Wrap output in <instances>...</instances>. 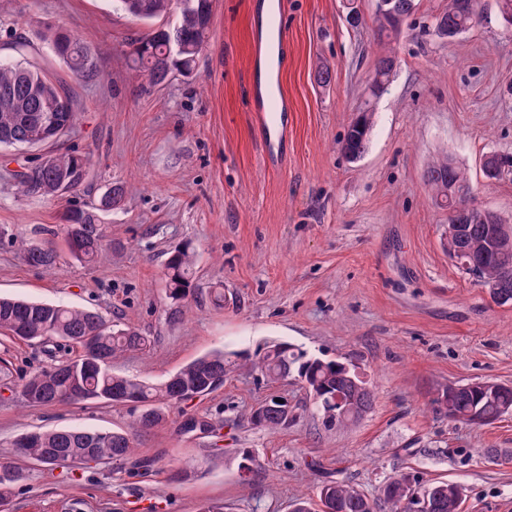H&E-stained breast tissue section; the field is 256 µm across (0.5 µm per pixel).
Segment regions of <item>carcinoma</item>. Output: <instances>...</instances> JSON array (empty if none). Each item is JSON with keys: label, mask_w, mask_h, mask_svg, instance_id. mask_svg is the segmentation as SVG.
I'll return each instance as SVG.
<instances>
[{"label": "carcinoma", "mask_w": 512, "mask_h": 512, "mask_svg": "<svg viewBox=\"0 0 512 512\" xmlns=\"http://www.w3.org/2000/svg\"><path fill=\"white\" fill-rule=\"evenodd\" d=\"M121 9L141 22L149 23L174 15L175 22L152 26L131 43L129 59L152 85H160L174 75L196 76V63L208 45L211 0H116ZM438 17L437 30L453 38L476 20L478 0H457ZM398 30L378 27V38H387V47L378 53L372 79L385 82L396 57L392 47ZM44 39L54 55L79 81L99 77L98 62L90 48L62 26H48ZM18 58L0 60V147L37 150L74 130L79 112L72 88L54 72L42 66L25 40L16 41ZM363 129L350 135L352 149L365 152L372 127V113L360 112ZM54 163L44 156L24 166L25 173H14L15 187L24 196L59 199L75 192L86 180L90 159L73 153H51ZM427 182L435 203L451 208L459 199L451 186L465 189L466 176L450 161L435 163L427 172ZM124 191L112 187L99 202L72 205L63 213L64 241L69 255L79 263L93 262L107 245L103 215L120 206ZM460 218L455 246L475 261L473 273L480 281L505 280L512 284V255L503 260L502 240H512V225L493 222L472 201ZM25 261L35 267L53 270L60 253L52 242L32 238L23 249ZM195 251L185 245L169 256L166 263V291L175 301L185 299L194 288ZM0 336L29 343L46 344L54 339L68 342L72 355L52 362L28 378L18 397L30 407H49L88 400L108 404L134 403L140 407L132 429H151L165 419L166 408L201 397L224 383L232 367L224 351H214L194 360L159 382H147L112 372V359L126 352L145 351L147 337L133 327L117 328L101 313L64 303H49L0 296ZM250 368L269 382L295 376L304 383L325 423L347 426L370 409L373 392L353 369L339 361H325L287 342H269L258 348ZM437 410L451 421L489 425L512 414V387L494 381L450 384L435 399ZM286 403L271 398L251 413L252 423L274 431L288 424ZM33 442L25 457L41 466L69 470L128 460L134 454L132 434L81 428L34 430ZM408 475L397 474L379 489L377 497H367L345 481H331L320 487V512H413L415 502L428 500L426 512H460L464 487L454 482L425 485ZM26 480L18 467L0 465V501L13 487Z\"/></svg>", "instance_id": "carcinoma-1"}]
</instances>
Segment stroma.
<instances>
[{"mask_svg": "<svg viewBox=\"0 0 512 512\" xmlns=\"http://www.w3.org/2000/svg\"><path fill=\"white\" fill-rule=\"evenodd\" d=\"M263 0H213L211 34L197 75L150 86L126 56L143 26L112 0H0V57L22 37L62 71L40 34L72 29L99 59L100 77L76 81L77 132L55 148L92 156L70 202L97 201L109 184L122 205L104 216L112 242L89 265L62 257L51 272L26 263L21 241L59 227L66 203L21 197L0 148V294L101 312L152 340L149 352L112 362L115 373L158 381L220 349L235 369L188 402L219 434L184 432L179 408L135 438L134 458L79 471L33 464L10 442L29 430L123 431L134 409L99 401L35 408L11 397L64 346L0 341V463L29 469L0 512H291L323 483L344 480L369 497L393 475L464 485L462 512H512V416L477 426L434 404L448 384L512 385V306L448 256V212L426 176L441 156L460 167L473 202L512 218V175L482 171L491 153L512 152V25L499 0H480L477 21L453 40L435 19L448 0H414L394 43L386 90L368 88L375 58V0H357L363 21L346 22L343 0H285L278 78L288 102L283 136L267 162L254 123L253 32ZM328 69L327 82L318 72ZM373 129L356 161L340 142L358 109ZM196 251L195 288L167 298L164 272L183 244ZM223 302H215L214 289ZM290 342L356 366L374 392L356 423H325L302 384L268 383L245 358L259 344ZM287 400V426H254L252 410ZM255 455L250 483L239 451Z\"/></svg>", "mask_w": 512, "mask_h": 512, "instance_id": "35a3bbf8", "label": "stroma"}]
</instances>
